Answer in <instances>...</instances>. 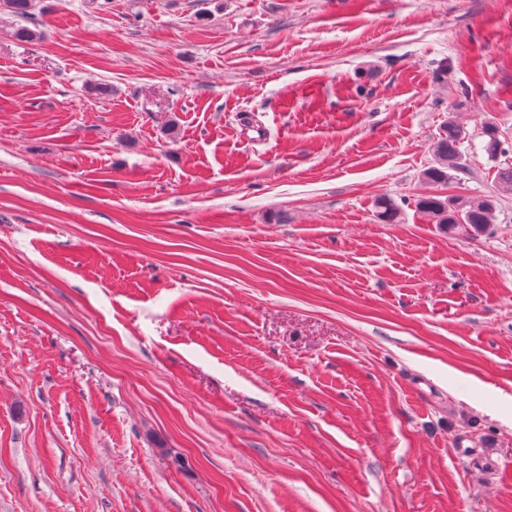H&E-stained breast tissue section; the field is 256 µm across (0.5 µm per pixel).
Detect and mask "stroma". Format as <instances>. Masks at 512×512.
I'll use <instances>...</instances> for the list:
<instances>
[{
	"mask_svg": "<svg viewBox=\"0 0 512 512\" xmlns=\"http://www.w3.org/2000/svg\"><path fill=\"white\" fill-rule=\"evenodd\" d=\"M18 24L0 7V512H512V193L482 134L512 161V0ZM451 116L466 169L431 183ZM437 194L496 195L493 224L448 237Z\"/></svg>",
	"mask_w": 512,
	"mask_h": 512,
	"instance_id": "obj_1",
	"label": "stroma"
}]
</instances>
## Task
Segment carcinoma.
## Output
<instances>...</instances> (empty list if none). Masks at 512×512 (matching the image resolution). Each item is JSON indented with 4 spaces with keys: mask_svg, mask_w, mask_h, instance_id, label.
Segmentation results:
<instances>
[{
    "mask_svg": "<svg viewBox=\"0 0 512 512\" xmlns=\"http://www.w3.org/2000/svg\"><path fill=\"white\" fill-rule=\"evenodd\" d=\"M3 4L21 20H31V0H3ZM483 134L488 138L485 149L490 158L505 153L496 124L486 123ZM465 137V129L456 121L448 120L434 144L437 162L424 172L428 181L445 184L451 172L461 169L460 146ZM417 208L429 223L441 225L451 236L477 237L493 223L495 200L489 195L444 198L432 195L420 199ZM376 214L383 223L395 224L400 219V207L392 198L384 196L376 201Z\"/></svg>",
    "mask_w": 512,
    "mask_h": 512,
    "instance_id": "1",
    "label": "carcinoma"
}]
</instances>
